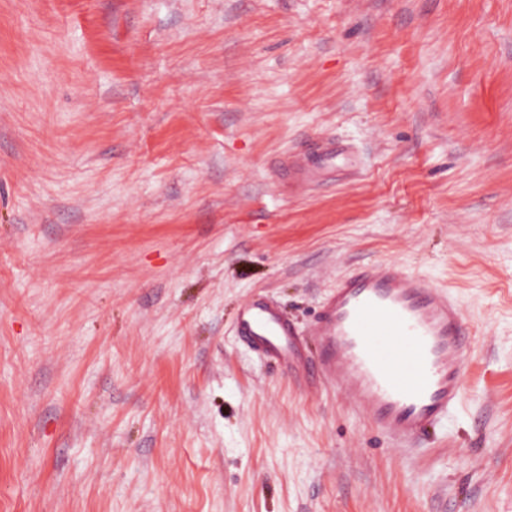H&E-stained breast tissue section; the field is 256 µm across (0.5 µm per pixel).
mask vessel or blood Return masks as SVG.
<instances>
[{
	"label": "vessel or blood",
	"instance_id": "b4317fda",
	"mask_svg": "<svg viewBox=\"0 0 512 512\" xmlns=\"http://www.w3.org/2000/svg\"><path fill=\"white\" fill-rule=\"evenodd\" d=\"M236 334L277 367L344 384L369 425L400 445L446 421L467 387L471 331L459 303L391 262L337 281L319 306L314 349L263 298L242 307Z\"/></svg>",
	"mask_w": 512,
	"mask_h": 512
}]
</instances>
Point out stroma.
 <instances>
[{"instance_id":"obj_1","label":"stroma","mask_w":512,"mask_h":512,"mask_svg":"<svg viewBox=\"0 0 512 512\" xmlns=\"http://www.w3.org/2000/svg\"><path fill=\"white\" fill-rule=\"evenodd\" d=\"M374 261L473 330L420 447L235 333ZM0 512H512V0H0Z\"/></svg>"}]
</instances>
